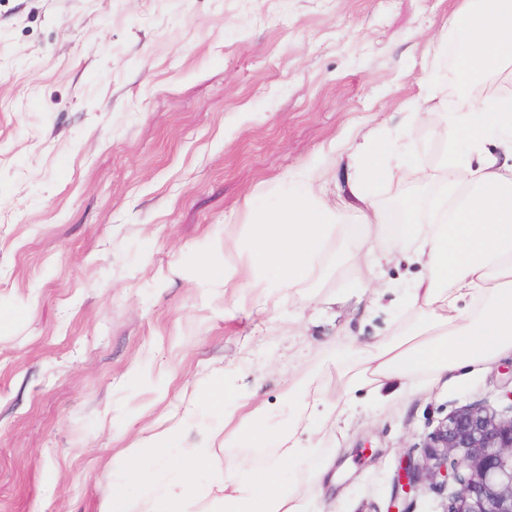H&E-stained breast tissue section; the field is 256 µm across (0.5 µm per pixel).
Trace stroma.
<instances>
[{"mask_svg": "<svg viewBox=\"0 0 512 512\" xmlns=\"http://www.w3.org/2000/svg\"><path fill=\"white\" fill-rule=\"evenodd\" d=\"M462 0H0V512H99L140 439L183 428L207 442L220 411L256 391L276 424L283 389L344 398L332 355L390 336L411 312L393 286L419 269L393 248L394 213L426 208L448 155V20ZM405 174L350 203L363 135ZM313 178L347 226L322 274L264 298L242 287L252 216L277 221ZM392 249L384 281L360 273L362 210ZM232 287H225V280ZM224 384V404L207 393ZM388 404L303 434L334 461L310 512H387L400 459L438 423L512 414V353L454 385L420 374ZM270 427L262 449L274 450Z\"/></svg>", "mask_w": 512, "mask_h": 512, "instance_id": "obj_1", "label": "stroma"}]
</instances>
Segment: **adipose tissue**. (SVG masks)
I'll return each instance as SVG.
<instances>
[{
  "label": "adipose tissue",
  "instance_id": "adipose-tissue-1",
  "mask_svg": "<svg viewBox=\"0 0 512 512\" xmlns=\"http://www.w3.org/2000/svg\"><path fill=\"white\" fill-rule=\"evenodd\" d=\"M448 25L467 35L458 62L460 83L512 64V0H462ZM474 106L466 99L464 111L449 113L446 122L474 146L476 163L448 157L431 222L409 223L401 231L402 240L414 242L411 260L420 268L407 292V305L418 320L389 337L336 349L335 364L349 395L343 406L316 398L311 377L296 380L281 395L291 413L272 459L244 461L220 474L211 467L212 445L179 447L180 432L172 430L167 439L177 446V466L135 448L128 451L130 467L158 488V497L133 500L116 484L100 512H212L216 502L224 512H306L297 469L310 450L299 431L351 414L355 393L376 401L393 380L422 372L450 384L462 370L492 364L512 350V99H493L480 123L471 118ZM356 151L368 159L350 177L349 193L360 202L368 183L397 177L402 163L391 147L368 138ZM282 213L278 224H252L243 247L245 274L261 281L273 264L281 272L280 287L298 288L319 275L327 238L344 237L345 227L310 179L297 198L283 203ZM238 407V413L224 417L225 438L245 431L260 442L271 419L266 406L245 395Z\"/></svg>",
  "mask_w": 512,
  "mask_h": 512
}]
</instances>
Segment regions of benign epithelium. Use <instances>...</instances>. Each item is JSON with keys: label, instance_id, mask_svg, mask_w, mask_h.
<instances>
[{"label": "benign epithelium", "instance_id": "benign-epithelium-1", "mask_svg": "<svg viewBox=\"0 0 512 512\" xmlns=\"http://www.w3.org/2000/svg\"><path fill=\"white\" fill-rule=\"evenodd\" d=\"M438 478L459 485L447 512H512V416L469 407L441 420L424 445L423 463L399 464L387 512H408V496Z\"/></svg>", "mask_w": 512, "mask_h": 512}]
</instances>
